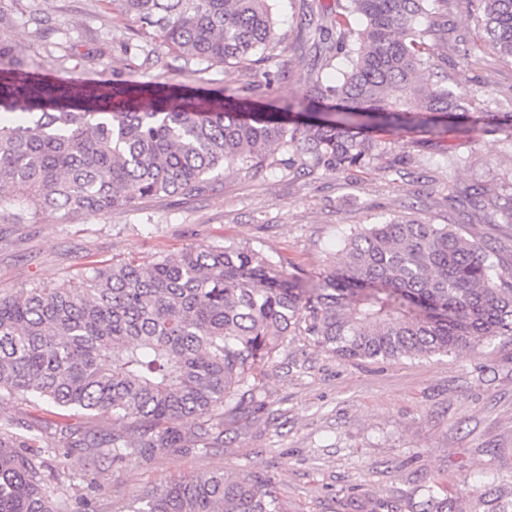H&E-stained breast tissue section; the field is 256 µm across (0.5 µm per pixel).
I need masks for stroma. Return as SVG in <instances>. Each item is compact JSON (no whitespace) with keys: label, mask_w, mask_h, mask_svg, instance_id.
I'll return each instance as SVG.
<instances>
[{"label":"stroma","mask_w":512,"mask_h":512,"mask_svg":"<svg viewBox=\"0 0 512 512\" xmlns=\"http://www.w3.org/2000/svg\"><path fill=\"white\" fill-rule=\"evenodd\" d=\"M321 0H274L282 49L266 64L205 67L135 34L115 0H0V43L41 63L47 74H85L121 83L142 62L182 87L219 90L258 83L280 71L259 102L297 101L339 67L312 72L315 50L304 23ZM447 42L437 43L418 79L445 76L454 90H494L512 109V65L487 47L459 0H448ZM385 159L355 174L266 168L226 171L196 196L148 199L135 210L64 217L39 210L25 224L0 214V293L42 287L87 272L92 264L178 255L183 249L247 244L310 278L327 271L352 227L419 216L461 225L512 268V224L494 209L465 214L448 205L452 186L497 192L512 180V154L491 131L438 138H385ZM264 409L224 426V445L201 453L161 448L93 468L80 451L50 455L65 470L72 506L94 499L98 512H126L134 495L171 478L242 472L274 480L290 512H352L353 501L392 499L431 478L484 488L512 473V341L446 356L372 363L344 361L288 336L263 379Z\"/></svg>","instance_id":"35a3bbf8"}]
</instances>
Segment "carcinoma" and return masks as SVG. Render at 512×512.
<instances>
[{"label": "carcinoma", "instance_id": "cac0c4a2", "mask_svg": "<svg viewBox=\"0 0 512 512\" xmlns=\"http://www.w3.org/2000/svg\"><path fill=\"white\" fill-rule=\"evenodd\" d=\"M142 34L209 67L269 59L279 40L271 0H117ZM484 42L512 63V0H460ZM447 0H336L311 30L323 56L343 59L331 85L260 107L251 89L184 91L147 70L120 86L38 76L0 44V211L25 224L43 208L66 217L133 209L161 195H198L224 170L361 171L380 134L407 129L505 132L495 99L471 112L442 78L416 80ZM472 213L494 198L512 224V181L488 195L457 188ZM298 333L341 359L429 358L512 339V270L454 224L392 218L351 231L332 267L308 286L246 245L190 247L92 267L52 288L0 296V400L45 401L112 417V431L0 422V512H71L66 472L44 455L78 448L114 462L156 448L224 445V417L264 408L261 378ZM478 492L440 481L359 512H512V475ZM128 512H289L276 484L250 473L182 477L144 490Z\"/></svg>", "mask_w": 512, "mask_h": 512}]
</instances>
